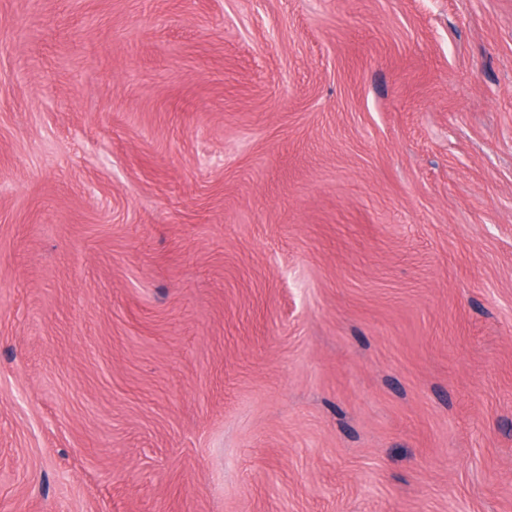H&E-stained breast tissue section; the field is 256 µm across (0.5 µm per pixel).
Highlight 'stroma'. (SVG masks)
<instances>
[{
    "label": "stroma",
    "mask_w": 512,
    "mask_h": 512,
    "mask_svg": "<svg viewBox=\"0 0 512 512\" xmlns=\"http://www.w3.org/2000/svg\"><path fill=\"white\" fill-rule=\"evenodd\" d=\"M0 512H512V0H0Z\"/></svg>",
    "instance_id": "stroma-1"
}]
</instances>
